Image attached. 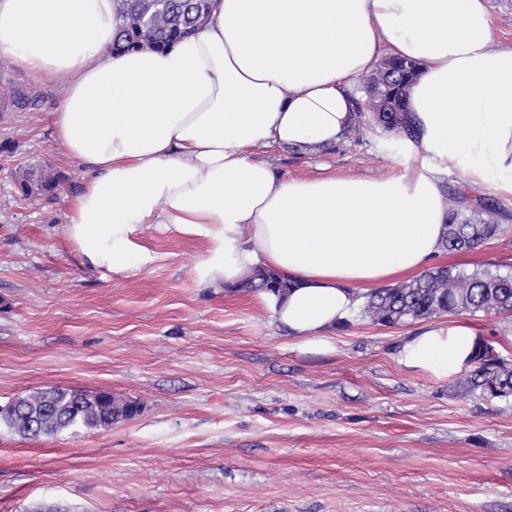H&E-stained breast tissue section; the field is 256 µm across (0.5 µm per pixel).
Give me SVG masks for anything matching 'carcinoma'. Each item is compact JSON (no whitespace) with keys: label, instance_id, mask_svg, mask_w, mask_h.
Segmentation results:
<instances>
[{"label":"carcinoma","instance_id":"obj_1","mask_svg":"<svg viewBox=\"0 0 512 512\" xmlns=\"http://www.w3.org/2000/svg\"><path fill=\"white\" fill-rule=\"evenodd\" d=\"M154 0H123L125 24L112 43V51L167 47L194 32L207 17V0H164L162 10ZM418 63L409 59L385 58L362 80L366 100L354 101L355 121L345 134L357 139L366 127L378 126L399 137L414 138L416 130L406 109L407 90L418 75ZM17 183L26 196L50 192L55 179L27 169ZM448 223L442 247L465 252L480 246L500 232L501 212L492 204L478 207L450 195ZM237 289L285 292L287 280L258 269L235 285ZM360 317L374 324L397 327L438 316L468 313L512 314V275L490 268L472 272L436 267L421 276L362 295ZM467 394L491 402L512 397V369L492 354V345L481 340L473 355V370L461 382ZM136 409L122 399L102 393L68 388H51L13 400L0 409V426L23 436L74 435L82 430L105 429L132 418Z\"/></svg>","mask_w":512,"mask_h":512}]
</instances>
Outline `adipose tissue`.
<instances>
[{"label":"adipose tissue","mask_w":512,"mask_h":512,"mask_svg":"<svg viewBox=\"0 0 512 512\" xmlns=\"http://www.w3.org/2000/svg\"><path fill=\"white\" fill-rule=\"evenodd\" d=\"M123 22L121 0H0V53L66 89L55 136L88 178L62 235L86 266L153 264L145 227L202 240L200 283L277 273L287 295L258 301L301 349L328 352L362 293L440 254L449 170L512 196V42L496 43L488 0H210L195 33L117 54ZM390 56L420 64L401 174L292 178L256 159L335 147L354 121L352 79ZM477 340L467 323H431L398 361L446 380Z\"/></svg>","instance_id":"obj_1"}]
</instances>
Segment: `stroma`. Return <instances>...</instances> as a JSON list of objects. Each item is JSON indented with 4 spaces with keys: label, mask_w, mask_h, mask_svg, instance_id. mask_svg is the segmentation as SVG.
<instances>
[{
    "label": "stroma",
    "mask_w": 512,
    "mask_h": 512,
    "mask_svg": "<svg viewBox=\"0 0 512 512\" xmlns=\"http://www.w3.org/2000/svg\"><path fill=\"white\" fill-rule=\"evenodd\" d=\"M0 405L50 387L107 391L140 411L112 427L26 438L0 428V512H512V397L486 402L405 369L415 324L357 318L328 355L301 352L255 293L201 287L198 239L139 234L157 261L131 275L83 266L61 234L86 174L54 135L64 96L0 54ZM279 172L390 177L393 135L336 151L264 154ZM39 168L56 190L25 196ZM448 188L508 213L500 233L437 267L512 272V197L449 171ZM512 366V321L463 315Z\"/></svg>",
    "instance_id": "obj_1"
}]
</instances>
